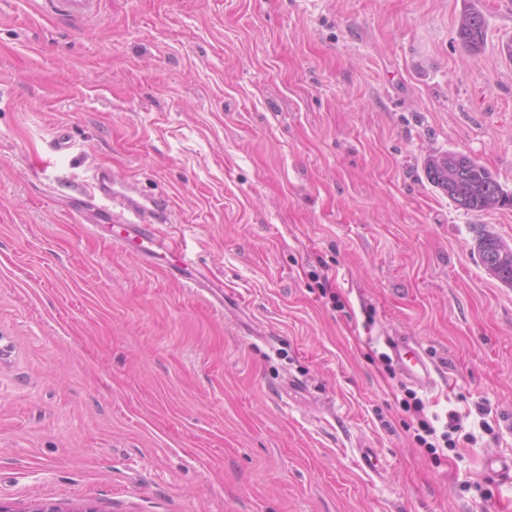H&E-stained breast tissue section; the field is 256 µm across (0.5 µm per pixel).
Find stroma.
<instances>
[{
	"label": "stroma",
	"instance_id": "stroma-1",
	"mask_svg": "<svg viewBox=\"0 0 512 512\" xmlns=\"http://www.w3.org/2000/svg\"><path fill=\"white\" fill-rule=\"evenodd\" d=\"M488 21L459 41L463 13ZM512 0H102L0 13V503L97 512H512V286L426 174L512 194ZM66 133L67 152L55 138ZM224 303L79 218L97 169ZM446 372L392 375L386 337ZM451 446L419 445L410 394ZM375 449L377 473L357 465ZM34 5L42 15L88 23L99 15L101 0H35ZM457 35L470 50H481L487 35V21L482 11L474 8L466 12L458 24ZM456 152L448 151L433 157L427 163V175L433 185L442 191L448 189V196L453 192V186L448 184V174L451 173L450 163L456 168L455 192L456 198L451 200L460 209L467 212H483L498 205H512V196H505L502 202H496L493 196L503 191L495 176L484 166L473 163L467 167L456 162Z\"/></svg>",
	"mask_w": 512,
	"mask_h": 512
}]
</instances>
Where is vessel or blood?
<instances>
[{"label":"vessel or blood","mask_w":512,"mask_h":512,"mask_svg":"<svg viewBox=\"0 0 512 512\" xmlns=\"http://www.w3.org/2000/svg\"><path fill=\"white\" fill-rule=\"evenodd\" d=\"M100 5L101 0H35V9L40 14L76 23L94 20L100 12ZM93 189L100 194L102 201L91 204L82 218L91 224L95 232L101 233L105 241L132 249L147 265L165 261L168 273L185 287L203 288L215 299H223V282L215 280L209 271L197 266L187 253L158 233V225L170 220L171 202L168 197L161 195L139 202L133 196L132 187L116 190L110 174L104 170L95 173ZM388 347L408 381L418 386L434 384L437 365L427 361L409 342L392 339Z\"/></svg>","instance_id":"vessel-or-blood-1"}]
</instances>
